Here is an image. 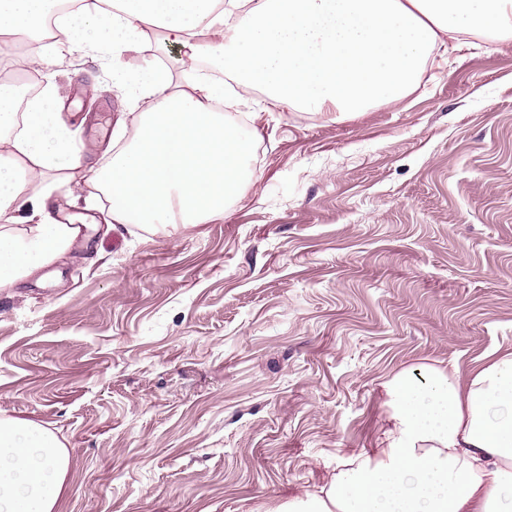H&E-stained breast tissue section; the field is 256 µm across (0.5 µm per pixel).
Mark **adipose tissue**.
<instances>
[{
    "label": "adipose tissue",
    "mask_w": 512,
    "mask_h": 512,
    "mask_svg": "<svg viewBox=\"0 0 512 512\" xmlns=\"http://www.w3.org/2000/svg\"><path fill=\"white\" fill-rule=\"evenodd\" d=\"M0 0V289L55 262L79 235L53 221L50 172L80 167L53 110L54 66L71 47L109 72L136 136L92 180L120 224H198L251 172L250 140L223 115L228 94L261 91L266 110L364 112L417 84L430 59L471 37L512 39V0ZM55 34L43 41L42 23ZM183 51L185 91L164 66L128 69L148 29ZM41 73L23 99L14 77ZM22 225L13 233L11 225ZM389 425L377 452L340 459L317 492L277 512H512V352L466 378L429 368L386 385ZM70 457L50 429L0 418V512H56Z\"/></svg>",
    "instance_id": "ef3b65f1"
}]
</instances>
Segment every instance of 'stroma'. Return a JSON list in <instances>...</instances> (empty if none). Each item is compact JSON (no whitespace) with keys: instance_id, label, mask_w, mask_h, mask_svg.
I'll list each match as a JSON object with an SVG mask.
<instances>
[{"instance_id":"stroma-1","label":"stroma","mask_w":512,"mask_h":512,"mask_svg":"<svg viewBox=\"0 0 512 512\" xmlns=\"http://www.w3.org/2000/svg\"><path fill=\"white\" fill-rule=\"evenodd\" d=\"M55 71L100 167L128 109L79 48ZM224 105L255 178L222 211L110 224L84 182L58 277L0 291V417L68 449L57 512H274L377 448L395 374L512 351V40L365 112Z\"/></svg>"}]
</instances>
